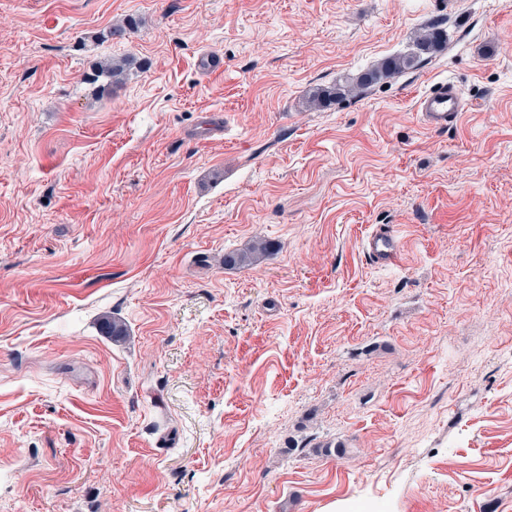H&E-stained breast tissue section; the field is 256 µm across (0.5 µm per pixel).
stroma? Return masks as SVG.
I'll return each instance as SVG.
<instances>
[{"mask_svg": "<svg viewBox=\"0 0 512 512\" xmlns=\"http://www.w3.org/2000/svg\"><path fill=\"white\" fill-rule=\"evenodd\" d=\"M0 512H512V0H0ZM441 44V35L432 28L419 37L412 52L384 59L377 67L361 74L356 80V86L369 87L391 74L416 69L424 60L423 55L435 53ZM465 110L461 94L451 82L433 84L417 101L420 121L427 129L448 131ZM354 87L351 84H341L338 82L334 86L317 88V91L312 94L311 100L320 107L329 106L345 98ZM363 250L369 261L378 267L397 265L401 256L400 242L387 224L375 225L365 235ZM268 246L258 242L248 252H228L224 254V266H245L255 262L259 256L267 253Z\"/></svg>", "mask_w": 512, "mask_h": 512, "instance_id": "stroma-1", "label": "stroma"}]
</instances>
